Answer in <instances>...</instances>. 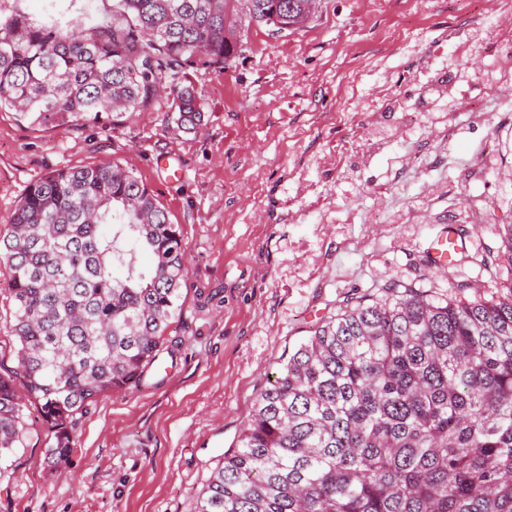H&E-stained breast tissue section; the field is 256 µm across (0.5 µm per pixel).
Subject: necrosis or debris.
I'll use <instances>...</instances> for the list:
<instances>
[{
	"label": "necrosis or debris",
	"mask_w": 512,
	"mask_h": 512,
	"mask_svg": "<svg viewBox=\"0 0 512 512\" xmlns=\"http://www.w3.org/2000/svg\"><path fill=\"white\" fill-rule=\"evenodd\" d=\"M493 5L500 17L498 24L454 27L449 29L445 39L452 46L456 58L468 61L477 58L479 49L486 41H494L493 60L487 81L497 93L496 100L491 102L488 109L478 108L469 91L468 79L460 76L452 82L444 81L439 71L442 48L433 46L419 68L420 77L413 96L384 88L377 91L366 105L367 146L356 151L355 167L366 166L374 154L393 145L396 135L386 125L387 113H414L421 110L452 122L461 113L480 121L486 111L512 109V0H493Z\"/></svg>",
	"instance_id": "necrosis-or-debris-1"
}]
</instances>
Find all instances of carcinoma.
<instances>
[{
    "label": "carcinoma",
    "instance_id": "cac0c4a2",
    "mask_svg": "<svg viewBox=\"0 0 512 512\" xmlns=\"http://www.w3.org/2000/svg\"><path fill=\"white\" fill-rule=\"evenodd\" d=\"M114 0L90 36L0 18V108L66 128L149 105L162 75L225 67V22L285 32L288 2ZM167 122H201L191 86ZM116 209L126 221L112 222ZM0 233V295L27 400L47 424L48 460L73 451L77 415L141 381L180 310L187 246L151 190L112 162L32 182ZM507 277L436 298L393 281L347 301L259 392L235 449L195 512H512V224L495 225ZM152 265H137V251ZM0 375V456L24 445L25 404Z\"/></svg>",
    "mask_w": 512,
    "mask_h": 512
}]
</instances>
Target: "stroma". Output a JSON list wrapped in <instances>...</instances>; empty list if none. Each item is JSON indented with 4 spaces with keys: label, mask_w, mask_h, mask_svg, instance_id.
I'll return each instance as SVG.
<instances>
[{
    "label": "stroma",
    "mask_w": 512,
    "mask_h": 512,
    "mask_svg": "<svg viewBox=\"0 0 512 512\" xmlns=\"http://www.w3.org/2000/svg\"><path fill=\"white\" fill-rule=\"evenodd\" d=\"M490 0H320L302 29L253 24L226 68L165 74L191 81L204 115L196 133L168 128L160 94L121 126L110 118L67 130L0 110V230L31 182L62 168L117 162L153 191L187 245L181 311L145 384L98 398L79 415L76 447L50 465L38 404L24 408L27 438L0 461V512H194L232 450L254 401L282 362L346 298L379 296L392 281L441 297L458 283L493 291L501 274L492 226L512 221V112L490 124L458 118L440 153L419 117L399 120L394 149L346 173L328 162L363 139L371 89H413L418 61L449 28L493 19ZM486 152L481 178L464 162ZM170 157L180 178L159 166ZM454 189L419 223L379 209L387 184L396 211L441 182ZM486 197L495 212L456 224L464 252L444 268L430 242L456 213L455 198Z\"/></svg>",
    "instance_id": "stroma-1"
}]
</instances>
